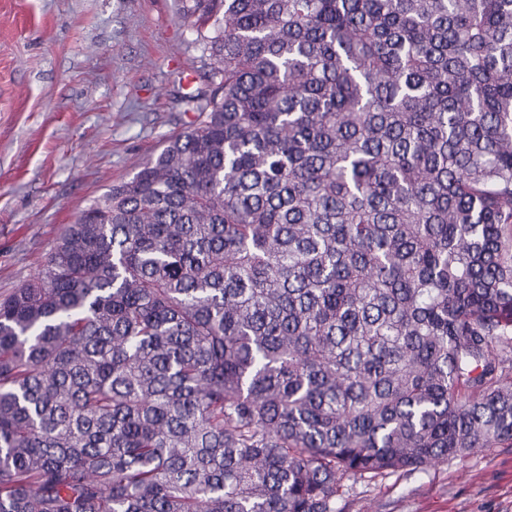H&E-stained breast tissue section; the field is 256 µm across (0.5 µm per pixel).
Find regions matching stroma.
<instances>
[{"label": "stroma", "mask_w": 512, "mask_h": 512, "mask_svg": "<svg viewBox=\"0 0 512 512\" xmlns=\"http://www.w3.org/2000/svg\"><path fill=\"white\" fill-rule=\"evenodd\" d=\"M209 60L174 0H0V296L194 113ZM346 512H512V447L347 481Z\"/></svg>", "instance_id": "1"}]
</instances>
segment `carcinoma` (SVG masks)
Segmentation results:
<instances>
[{"label": "carcinoma", "mask_w": 512, "mask_h": 512, "mask_svg": "<svg viewBox=\"0 0 512 512\" xmlns=\"http://www.w3.org/2000/svg\"><path fill=\"white\" fill-rule=\"evenodd\" d=\"M197 118L0 299V512H343L512 447V0H175Z\"/></svg>", "instance_id": "cac0c4a2"}]
</instances>
